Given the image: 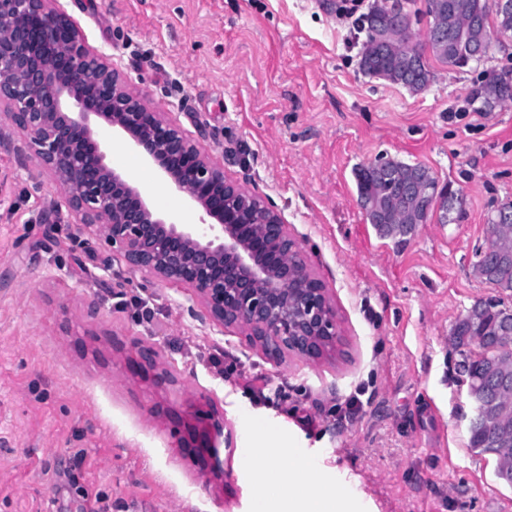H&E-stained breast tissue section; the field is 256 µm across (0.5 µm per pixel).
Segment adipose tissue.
<instances>
[{
	"mask_svg": "<svg viewBox=\"0 0 512 512\" xmlns=\"http://www.w3.org/2000/svg\"><path fill=\"white\" fill-rule=\"evenodd\" d=\"M260 442L257 434H250V446L243 451L245 461L261 474L253 512H269L273 502L279 503L281 512H338L347 491L325 481L307 482L314 470L307 449L264 448Z\"/></svg>",
	"mask_w": 512,
	"mask_h": 512,
	"instance_id": "adipose-tissue-1",
	"label": "adipose tissue"
}]
</instances>
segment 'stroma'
Segmentation results:
<instances>
[{"instance_id": "obj_1", "label": "stroma", "mask_w": 512, "mask_h": 512, "mask_svg": "<svg viewBox=\"0 0 512 512\" xmlns=\"http://www.w3.org/2000/svg\"><path fill=\"white\" fill-rule=\"evenodd\" d=\"M342 0H58L85 46L166 112L230 180L280 211L336 307L341 338L275 363L213 321L187 283L143 278L67 209L0 131V512H250L240 450L255 425L308 449L344 512H512V487L468 446L474 406L451 341L475 302L512 292L475 276L488 219L512 203V104L477 111L488 74L512 80V39L453 68L425 54L417 93L364 75L365 33ZM420 163L459 202L405 243L358 205V170ZM108 161L153 207L199 214L120 140ZM155 351L160 387L136 362ZM214 416L222 433L202 447Z\"/></svg>"}]
</instances>
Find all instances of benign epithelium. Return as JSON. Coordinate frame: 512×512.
<instances>
[{
	"label": "benign epithelium",
	"instance_id": "obj_1",
	"mask_svg": "<svg viewBox=\"0 0 512 512\" xmlns=\"http://www.w3.org/2000/svg\"><path fill=\"white\" fill-rule=\"evenodd\" d=\"M56 0H0V108L26 136L30 160L48 174L78 231L94 229L127 265L157 281L192 285L210 317L245 331L251 346L276 362L295 355L316 361L336 345V310L323 281L288 232L284 215L254 197L163 112L133 94L103 53L81 42ZM410 0H390L379 23L383 41L397 38L391 21ZM448 21L432 32L465 58L482 59L492 44L463 48L448 40ZM119 133L200 213L181 224L157 213L138 186L107 161L99 128ZM403 197L432 211L442 207L438 186L427 178L404 182ZM469 427H481L497 448L512 440L486 407L475 405Z\"/></svg>",
	"mask_w": 512,
	"mask_h": 512
}]
</instances>
